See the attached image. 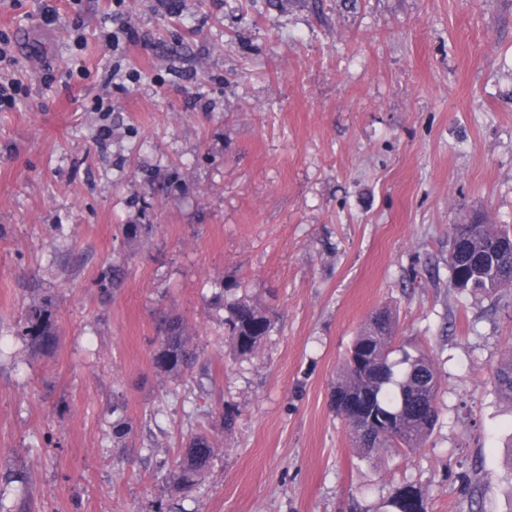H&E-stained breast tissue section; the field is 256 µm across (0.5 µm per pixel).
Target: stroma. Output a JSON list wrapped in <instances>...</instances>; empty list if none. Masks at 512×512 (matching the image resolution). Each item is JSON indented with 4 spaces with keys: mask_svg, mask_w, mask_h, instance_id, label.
<instances>
[{
    "mask_svg": "<svg viewBox=\"0 0 512 512\" xmlns=\"http://www.w3.org/2000/svg\"><path fill=\"white\" fill-rule=\"evenodd\" d=\"M0 31V336L48 298L60 338L0 356V469L26 468L32 512H387L404 484L428 512H512V288L448 269L452 225H512V0H0ZM223 281L268 312L251 357L209 305ZM384 307L434 360L439 421L368 460L331 394ZM165 314L202 354L183 385L152 365ZM195 429L217 457L178 492ZM492 380L498 396L512 402V353L497 365Z\"/></svg>",
    "mask_w": 512,
    "mask_h": 512,
    "instance_id": "stroma-1",
    "label": "stroma"
}]
</instances>
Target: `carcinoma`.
Listing matches in <instances>:
<instances>
[{"mask_svg": "<svg viewBox=\"0 0 512 512\" xmlns=\"http://www.w3.org/2000/svg\"><path fill=\"white\" fill-rule=\"evenodd\" d=\"M451 231L467 234L472 251L464 283L450 277V287L461 294H492L512 287V229L498 224H454ZM120 284V270L101 271L97 286L109 298ZM210 305L226 312L222 324L232 351L253 355L269 331L270 320L262 306L240 286L220 284ZM396 316L381 311L372 316L354 337L336 377L333 405L336 415L350 427L356 446L366 458L385 448L406 452L423 447L438 421V378L429 355L396 345ZM158 348L152 363L161 375L181 381L192 376L201 360L188 324L180 317L165 316L158 326ZM14 340L22 347L52 355L58 346L50 302L32 305ZM493 385L502 399L512 402V353L497 365ZM116 414L112 435L123 439L133 432L124 404L112 405ZM216 454L208 432L195 431L183 448L181 459L168 473V484L179 490L198 487ZM407 512H426L423 493L412 485Z\"/></svg>", "mask_w": 512, "mask_h": 512, "instance_id": "obj_1", "label": "carcinoma"}]
</instances>
